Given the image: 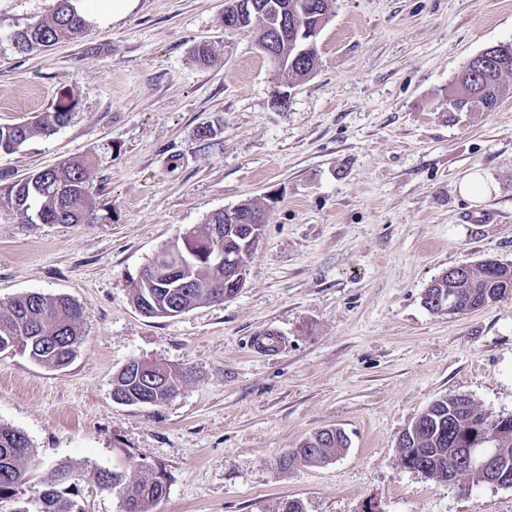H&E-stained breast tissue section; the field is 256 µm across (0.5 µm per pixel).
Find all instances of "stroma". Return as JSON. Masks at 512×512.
I'll return each mask as SVG.
<instances>
[{
  "mask_svg": "<svg viewBox=\"0 0 512 512\" xmlns=\"http://www.w3.org/2000/svg\"><path fill=\"white\" fill-rule=\"evenodd\" d=\"M55 0H0V125L62 97L78 117L0 153V194L65 160L89 162L97 218L31 224L0 205V304L61 295L85 314L62 369L0 354V425L40 465L36 499L63 464L162 466L154 512H512V488L443 486L404 468L398 441L434 400L468 395L512 414V295L464 314L429 310L431 281L460 264H512V94L490 112L448 111L463 64L512 41V0H336L319 64L287 89L250 32L224 28V0H134L88 12L86 35L32 54L8 33ZM209 43L211 66L194 47ZM471 174L481 203L465 198ZM264 205L245 287L175 317L142 315L132 283L212 213ZM271 330L279 351L250 348ZM137 359L187 370L173 398L113 401ZM325 428L349 446L280 469Z\"/></svg>",
  "mask_w": 512,
  "mask_h": 512,
  "instance_id": "1",
  "label": "stroma"
}]
</instances>
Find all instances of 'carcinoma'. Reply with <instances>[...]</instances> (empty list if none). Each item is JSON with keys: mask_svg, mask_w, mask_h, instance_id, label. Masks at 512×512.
Returning a JSON list of instances; mask_svg holds the SVG:
<instances>
[{"mask_svg": "<svg viewBox=\"0 0 512 512\" xmlns=\"http://www.w3.org/2000/svg\"><path fill=\"white\" fill-rule=\"evenodd\" d=\"M80 2L56 0L49 17L8 35L12 48L17 53L28 54L82 36L88 28V19ZM271 2L286 10L290 24L299 17H322L328 22L336 4V0ZM279 21L280 15L271 9L248 19L246 29L256 30L257 42L262 43ZM318 62L315 51H295L288 56L285 67L278 69L279 76L285 82L302 80L316 70ZM511 73L512 47L491 50L478 64L466 62L448 90L450 111L494 109L505 91L502 78ZM77 115L76 102L68 99L31 123L0 125V153L15 151L37 133L51 136L72 123ZM3 199L31 224H84L93 215L88 169L80 161L40 169L26 181L13 184ZM215 224L224 228V248L240 250L241 225L224 219L222 211L208 216L198 237H207ZM167 258L165 254L144 268L149 277L134 289L136 305L145 304L154 314L166 316L206 301L222 302L224 296L233 294V289L225 287L227 272L211 264L203 251L189 255L190 265L183 272H168ZM508 293L512 294V264L483 260L469 266L459 276L443 273L434 278L423 300L432 311L446 310L450 296L455 297L462 308L479 309ZM83 320L80 306L64 296L40 292L19 295L0 313V354L16 351L24 342V352L35 362L64 368L78 353ZM179 384L178 372L172 368L139 361L135 368L117 375L113 392L127 398L128 405L145 395L156 405L172 397ZM472 422L488 425L486 441L478 447L494 448L502 460L512 464V419L503 422L492 418L479 410L469 397L460 394L435 400L412 422L406 444L401 448V464L409 462L429 478L444 484L448 480V462L455 458L456 449L466 447L464 435ZM345 447L347 438L344 436L314 434L298 447L289 449L279 465L290 469L321 464ZM34 465L35 453L29 439L19 431L0 426V503H11V512H76L79 479L63 465L51 470L47 489L38 499L19 497V487ZM87 477L97 484L111 486L122 501V512H153L169 482L166 470L145 463L134 464L129 473L92 466L87 470Z\"/></svg>", "mask_w": 512, "mask_h": 512, "instance_id": "cac0c4a2", "label": "carcinoma"}]
</instances>
